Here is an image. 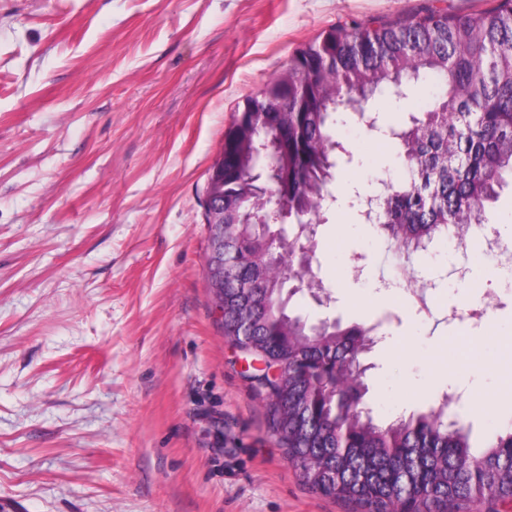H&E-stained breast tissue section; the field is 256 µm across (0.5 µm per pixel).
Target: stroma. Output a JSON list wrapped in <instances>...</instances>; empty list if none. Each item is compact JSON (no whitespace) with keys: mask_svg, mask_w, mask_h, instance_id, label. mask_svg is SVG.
<instances>
[{"mask_svg":"<svg viewBox=\"0 0 512 512\" xmlns=\"http://www.w3.org/2000/svg\"><path fill=\"white\" fill-rule=\"evenodd\" d=\"M497 0H0V512H361L287 461L224 335L208 285L204 188L237 103L338 23L462 15ZM369 102L382 127L419 111ZM313 268L331 293L311 321L376 326L365 402L377 422L428 410L474 335L472 297L512 336V279L474 250L420 253L432 315L396 296L354 196L403 174L349 118ZM468 263L465 278L452 268ZM481 447L512 424L468 409Z\"/></svg>","mask_w":512,"mask_h":512,"instance_id":"35a3bbf8","label":"stroma"}]
</instances>
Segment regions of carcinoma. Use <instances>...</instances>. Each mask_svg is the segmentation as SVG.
<instances>
[{"label": "carcinoma", "mask_w": 512, "mask_h": 512, "mask_svg": "<svg viewBox=\"0 0 512 512\" xmlns=\"http://www.w3.org/2000/svg\"><path fill=\"white\" fill-rule=\"evenodd\" d=\"M419 81L439 90L402 127L388 128L405 170L386 182L379 232L407 254L444 237L467 242L487 206L512 179V0L450 16L428 10L410 19L337 25L296 50L284 68L237 110L224 132V335L266 359L255 375L271 387V429L288 462L325 496L367 512H468L477 498L512 502V428L475 449L460 422H447L448 399L385 425L366 410L362 356L375 327L311 324L292 298L325 294L313 270L314 237L298 220L319 224L331 196L341 143L339 116H362L370 101ZM279 141L270 159L257 140ZM261 175L288 205L289 247L239 206ZM478 458V473L460 462Z\"/></svg>", "instance_id": "1"}]
</instances>
